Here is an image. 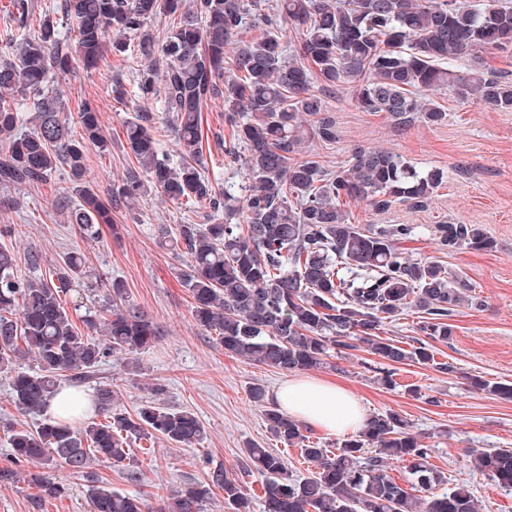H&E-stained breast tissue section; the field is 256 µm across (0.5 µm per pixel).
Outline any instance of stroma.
<instances>
[{
  "mask_svg": "<svg viewBox=\"0 0 512 512\" xmlns=\"http://www.w3.org/2000/svg\"><path fill=\"white\" fill-rule=\"evenodd\" d=\"M136 69L132 58L109 54L98 70L73 66L60 83L69 120H76L85 102L99 113L109 147L103 151L88 146L84 180L102 191L120 183L136 164L125 141L124 122L131 105L112 97L113 80L132 86ZM434 99L448 114L445 123L430 127L418 122L404 128L384 114L362 111L349 93H340L331 102L339 140L330 145L315 141L307 150L333 170L343 167L352 148L361 145L390 149L420 169L447 171V182L425 209L397 204L379 213L357 201L347 202L345 209L355 224L419 226L420 233L407 243V251L416 258L437 260L461 275L485 304L460 308L451 340L432 344L434 364L402 365L395 388L378 383L377 360L362 349L330 358L317 374L345 383L368 415L393 412L407 420L429 446L428 463L443 477L446 488L469 485L479 512H512V493L473 471L469 463L473 449L512 448V401L474 391L469 385L474 375L512 383V111L460 101L446 92ZM202 135V168L225 179L236 176L239 164L224 154L229 128L222 105L205 107ZM12 196L17 205L0 208V225H15V235L5 243L17 255L37 249L44 258L43 269L48 270L61 253L80 248L97 273L124 280L130 301L161 329L156 343L140 355V372L125 373L121 362L111 359L101 365L98 380L112 382L120 405L131 413L150 400L152 384L165 385L166 404L193 412L205 428V437L192 448L158 438L138 441L131 447L126 468L95 462L84 475L57 470L68 492L41 500L28 482L29 465L12 463L0 432V512H88L87 491L93 485L140 492L155 505L171 491L205 481L212 466L223 465L234 477L244 475L241 461L250 443L279 453L295 476H309L312 466L299 447L273 440L262 406L249 395L256 384L274 393L287 373L225 352L215 336L196 325L192 299L182 280L188 257L159 243L158 225L208 224L212 221L208 209L193 203L173 205L151 194L135 209L116 210L119 235L104 226L98 240L88 241L69 222L75 193L65 171L13 191ZM442 223L481 225L495 247L489 252H440L431 228ZM448 363L453 366L449 372L444 369Z\"/></svg>",
  "mask_w": 512,
  "mask_h": 512,
  "instance_id": "35a3bbf8",
  "label": "stroma"
}]
</instances>
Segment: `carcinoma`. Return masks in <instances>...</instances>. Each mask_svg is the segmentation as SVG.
I'll list each match as a JSON object with an SVG mask.
<instances>
[{
	"label": "carcinoma",
	"instance_id": "obj_1",
	"mask_svg": "<svg viewBox=\"0 0 512 512\" xmlns=\"http://www.w3.org/2000/svg\"><path fill=\"white\" fill-rule=\"evenodd\" d=\"M12 4L16 34L0 44V189L43 183L65 167L79 198L70 223L92 240L101 224L118 235L112 209L132 210L151 192L224 213L215 224L160 226L169 246L189 257L183 283L195 323L224 351L288 373L364 347L378 359V382L393 387L399 366L433 361L428 340L453 336L458 308L483 306L466 280L405 251L416 226H361L342 209L347 200L381 213L398 203L422 209L448 178L444 170H420L389 149L357 146L346 167L333 171L310 158L306 144L339 139L329 99L341 90L351 91L362 111L383 112L402 127L447 120L430 97L442 89L512 110V81L482 58L512 49V0H61L60 17L46 14L35 27L28 23L29 0ZM162 16L171 22L158 41L151 24ZM285 24L300 32L293 47L282 41ZM257 28L262 36L254 39ZM130 50L141 63L135 96L159 100L164 118L142 107L128 118L126 144L138 168L106 199L83 182L87 144L109 146L98 111L84 105L75 138L61 117L54 79L75 62L95 70L108 53ZM17 94L36 112L32 130L23 134L17 133ZM214 100L222 101L231 127L224 154L243 165L238 185H222L201 167V112ZM165 132L180 145L176 163L161 149ZM240 211L243 226L235 223ZM432 233L448 253L494 248L479 224H436ZM42 262L31 249L23 271L14 248L0 245V372L9 377L21 414L42 412L61 382L81 386L110 357L137 370V354L160 335L130 303L125 282L99 281L81 250L64 252L46 276L36 274ZM81 286L105 288L99 309L87 308L83 330L63 300ZM407 309L421 313L416 333L423 336L410 349L381 336L385 321ZM23 346L37 369L17 364ZM469 383L512 398V385L480 376ZM151 391L153 399L130 414L103 382L93 395L103 421L74 426L85 410L75 403L34 428H10L11 458L40 468L32 482L42 499L64 492L50 473L58 465L73 475L86 473L93 460L121 466L133 439L159 437L180 448L200 443L205 430L198 417L168 406L164 385ZM250 397L265 406L271 436L301 445V455L315 465L310 476L296 478L282 456L247 445L242 469L262 480L263 512H476L467 486L435 491L441 477L428 464L429 448L400 415H374L362 431L327 448L304 435L300 421L267 404L264 386L253 385ZM373 447L378 453L368 454ZM391 460L409 463L410 478L393 479ZM471 463L512 491V448L478 452ZM217 491L232 512H250V486L222 466L211 469L206 482L170 495L156 512H205ZM88 497L90 512L149 510L143 496L110 488L94 486Z\"/></svg>",
	"mask_w": 512,
	"mask_h": 512
}]
</instances>
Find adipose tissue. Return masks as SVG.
Masks as SVG:
<instances>
[{"instance_id":"ef3b65f1","label":"adipose tissue","mask_w":512,"mask_h":512,"mask_svg":"<svg viewBox=\"0 0 512 512\" xmlns=\"http://www.w3.org/2000/svg\"><path fill=\"white\" fill-rule=\"evenodd\" d=\"M274 399L288 415L342 439L359 432L367 420L364 405L353 393L340 383L318 377H291Z\"/></svg>"}]
</instances>
